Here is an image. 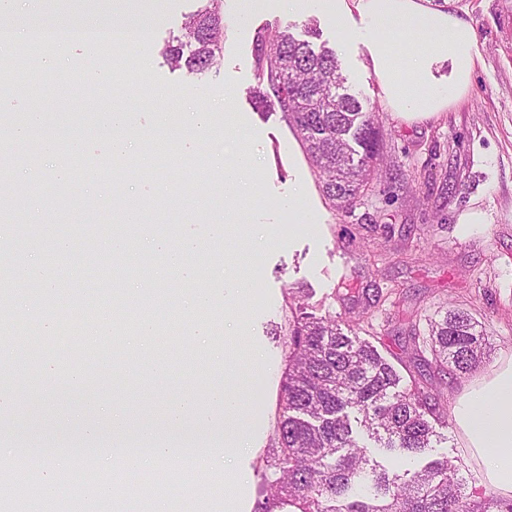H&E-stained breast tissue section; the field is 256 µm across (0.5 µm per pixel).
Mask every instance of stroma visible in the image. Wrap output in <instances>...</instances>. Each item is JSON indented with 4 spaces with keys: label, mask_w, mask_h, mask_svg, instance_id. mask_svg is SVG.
Masks as SVG:
<instances>
[{
    "label": "stroma",
    "mask_w": 512,
    "mask_h": 512,
    "mask_svg": "<svg viewBox=\"0 0 512 512\" xmlns=\"http://www.w3.org/2000/svg\"><path fill=\"white\" fill-rule=\"evenodd\" d=\"M283 2L271 0L242 26L236 22L239 0H222L224 58L202 74L172 68L162 55L202 0H130L155 19L147 43L109 58L72 47L64 67L37 82L29 79L26 54L0 57L26 79L0 96V122L33 107L46 115L44 125L13 140L10 149L0 148V174L27 166L30 157L41 159L30 176L0 182V213L11 214L0 222V242L11 246L17 264L0 270V289L9 293L13 334L27 337L28 349L41 355L37 362L0 365V391L11 394L10 405L0 409V447L70 462L60 471L62 494L42 493L39 506L155 512L158 501L149 489L131 486L113 467V410H126L134 424H153L160 433L169 410L187 400L207 401L211 383L227 377L245 398L250 425L244 512H261L294 294L315 316L358 321L361 338L395 366L402 387L419 381L452 405L512 359V0H447L448 9L472 25L480 61L455 106L414 123L398 120L384 105L364 47L345 49L335 26L314 14L288 12ZM309 27L318 31L317 44L335 53L351 92L379 115L380 177L349 213L322 194L280 110L262 107L255 96L261 88L257 38L275 29L301 38ZM93 70L119 72L110 98L86 82ZM140 73L148 75L147 85L137 83ZM116 105L133 116L136 144L123 157L113 156L111 142L96 133L100 111ZM200 109L211 112L210 127L192 123ZM58 128L79 137L78 150L43 156V140ZM243 150L255 160L262 200L239 208L222 236L214 225L225 209L218 186L225 161ZM147 152L161 162L144 172L138 163ZM76 157L84 164L75 177L58 180L57 168L73 166ZM301 181L310 189V224L291 223L285 205ZM132 200L143 204L145 219L133 242L140 259L124 267L112 254V227L117 207ZM260 233L272 234L273 245H258ZM161 236L193 243L192 289H185L180 273L159 274L149 243ZM32 262L54 280L52 297H43L34 280L19 278V268ZM247 273L254 281L250 298L237 309L220 301L211 306L218 336L199 342L190 333L193 289L218 288ZM447 303L474 316L492 351L471 374L445 386L420 365L411 338L425 334L428 316ZM96 309L108 313L105 337L96 345L104 363L91 366L73 359L68 347L40 343L46 326ZM145 315L160 327L171 316L180 318L172 339L156 337L146 353L130 347L131 331L116 327L117 320ZM121 342L124 356L112 361L111 347ZM159 356L168 366L163 376L151 366ZM370 454L401 473L429 459L457 457L475 479L483 477L452 424L441 429L426 456L396 459L376 448ZM222 466L219 460L200 464L193 493L175 482L170 498L181 501L183 512H224V497L212 481ZM79 471L94 473L120 498L76 496L71 476Z\"/></svg>",
    "instance_id": "35a3bbf8"
}]
</instances>
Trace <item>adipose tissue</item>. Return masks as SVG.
<instances>
[{"mask_svg": "<svg viewBox=\"0 0 512 512\" xmlns=\"http://www.w3.org/2000/svg\"><path fill=\"white\" fill-rule=\"evenodd\" d=\"M288 4L331 20L346 43H363L386 107L404 121H423L448 110L470 86L479 59L472 26L426 0H288ZM0 9L25 15L24 20L0 27L2 51L29 43L35 33L60 29L57 18L43 15L38 0H28L24 9L17 0H0ZM442 61L451 70L445 82L437 81L432 73ZM219 395L224 400L221 450L197 439V431L209 428L212 420L190 405L166 415L167 433L161 438L149 427L129 435L128 417L116 413L112 434L124 442L113 451L116 465L136 478L155 470L159 459L177 449L201 457L216 452L227 459L237 456L248 434L241 418L243 399L225 384ZM453 419L472 455L482 460L485 481L512 496V361L459 398Z\"/></svg>", "mask_w": 512, "mask_h": 512, "instance_id": "obj_1", "label": "adipose tissue"}]
</instances>
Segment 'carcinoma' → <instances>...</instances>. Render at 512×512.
Here are the masks:
<instances>
[{"label": "carcinoma", "mask_w": 512, "mask_h": 512, "mask_svg": "<svg viewBox=\"0 0 512 512\" xmlns=\"http://www.w3.org/2000/svg\"><path fill=\"white\" fill-rule=\"evenodd\" d=\"M190 16L163 56L173 68L204 72L221 63L224 23L218 0ZM265 103L279 107L322 179L326 196L351 209L377 178L382 162L379 120L346 92L333 51L271 30L256 44ZM417 353L429 352L437 374L458 379L484 362L487 340L466 310L445 309L413 337ZM288 352L281 384L277 450L263 491L276 508L294 512H512V497L488 493L462 474L461 459L442 457L419 470L391 473L370 457L353 425L378 447L423 454L446 425V405L424 388L399 389L400 377L353 329L336 318H317L299 306L288 319ZM41 496L32 481L0 499Z\"/></svg>", "instance_id": "1"}]
</instances>
